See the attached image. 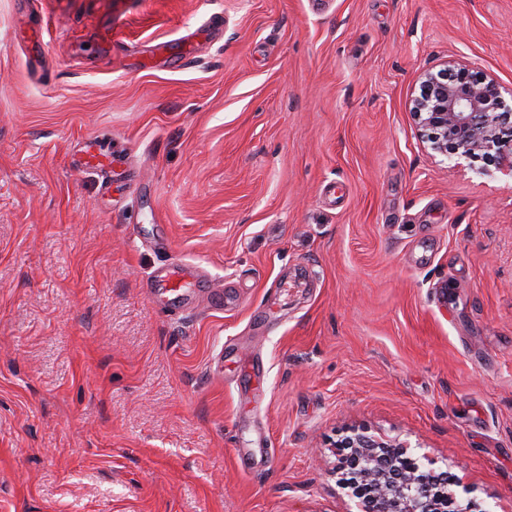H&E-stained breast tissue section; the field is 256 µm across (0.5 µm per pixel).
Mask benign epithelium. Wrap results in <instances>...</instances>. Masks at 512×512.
I'll use <instances>...</instances> for the list:
<instances>
[{"label":"benign epithelium","mask_w":512,"mask_h":512,"mask_svg":"<svg viewBox=\"0 0 512 512\" xmlns=\"http://www.w3.org/2000/svg\"><path fill=\"white\" fill-rule=\"evenodd\" d=\"M413 113L430 149L443 156H493L512 170V103L491 76L472 66L447 61L436 72L425 71ZM340 447L351 449L353 467H361L357 495L362 512H470L456 491L405 457L404 445L352 429Z\"/></svg>","instance_id":"7a95c632"}]
</instances>
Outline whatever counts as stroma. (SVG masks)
Segmentation results:
<instances>
[{"label":"stroma","instance_id":"1","mask_svg":"<svg viewBox=\"0 0 512 512\" xmlns=\"http://www.w3.org/2000/svg\"><path fill=\"white\" fill-rule=\"evenodd\" d=\"M449 60L511 89L512 0H0V512H359L351 427L512 512V175L422 142ZM178 261L229 305L167 316ZM189 278L192 282H185ZM205 275L197 267L189 266L183 263H175L168 268L157 272L151 279L148 288L150 295L155 298L169 295H175L168 298L164 307L172 314H179L181 305L178 300L179 291L187 286L206 288Z\"/></svg>","mask_w":512,"mask_h":512}]
</instances>
